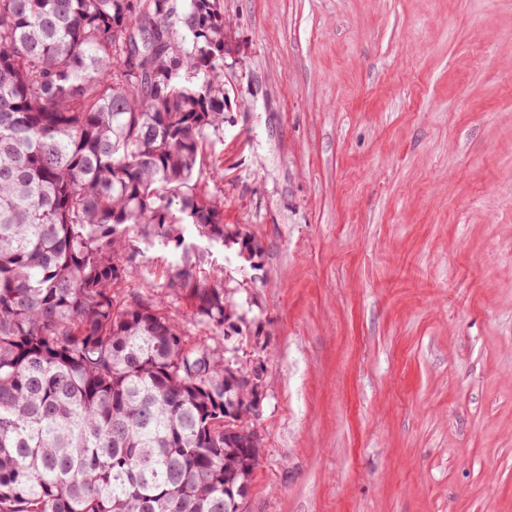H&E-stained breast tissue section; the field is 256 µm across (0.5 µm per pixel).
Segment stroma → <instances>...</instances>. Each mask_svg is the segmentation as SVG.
<instances>
[{
  "instance_id": "obj_1",
  "label": "stroma",
  "mask_w": 512,
  "mask_h": 512,
  "mask_svg": "<svg viewBox=\"0 0 512 512\" xmlns=\"http://www.w3.org/2000/svg\"><path fill=\"white\" fill-rule=\"evenodd\" d=\"M224 269L264 388L243 512H512V0H223Z\"/></svg>"
}]
</instances>
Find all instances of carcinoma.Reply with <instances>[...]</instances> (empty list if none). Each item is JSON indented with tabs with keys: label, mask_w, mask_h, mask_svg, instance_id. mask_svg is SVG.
<instances>
[{
	"label": "carcinoma",
	"mask_w": 512,
	"mask_h": 512,
	"mask_svg": "<svg viewBox=\"0 0 512 512\" xmlns=\"http://www.w3.org/2000/svg\"><path fill=\"white\" fill-rule=\"evenodd\" d=\"M221 0H0V512H231L260 438L249 371L120 296L138 228L259 258L203 173L224 128ZM165 287L238 333L223 268ZM258 403L248 408H239L237 405L224 409V434L239 433L246 422V419L255 416Z\"/></svg>",
	"instance_id": "1"
}]
</instances>
